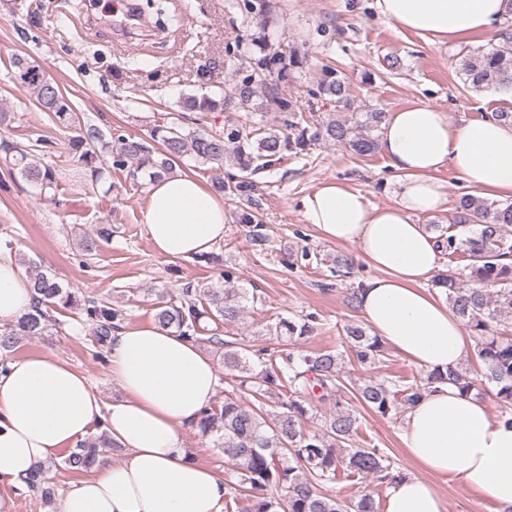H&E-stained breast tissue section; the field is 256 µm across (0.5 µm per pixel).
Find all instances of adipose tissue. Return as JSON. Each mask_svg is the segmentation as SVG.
<instances>
[{"instance_id": "adipose-tissue-1", "label": "adipose tissue", "mask_w": 512, "mask_h": 512, "mask_svg": "<svg viewBox=\"0 0 512 512\" xmlns=\"http://www.w3.org/2000/svg\"><path fill=\"white\" fill-rule=\"evenodd\" d=\"M376 5L387 22L443 42L489 33L507 0ZM379 150L402 176L394 204L370 205L361 192L328 181L303 198V218L323 240L354 246L374 269L357 298L374 334L425 371L445 373L459 366L472 342L426 287L441 251L418 218L444 210L447 192L437 174L446 168L481 196L512 199V123L486 118L458 126L422 103L388 113ZM141 222L157 253L196 258L224 238V201L194 175L176 173L150 186ZM32 302L29 277L0 252V321L20 317ZM109 373L124 393L112 403L54 355L13 360L0 370V484L26 490L37 465L99 426L125 455L75 483L58 512H222L223 476L195 462L183 437L215 398L219 376L211 358L150 323L113 332ZM401 439L422 468L512 512V425L475 396L438 385L408 411ZM384 512H447V505L434 485L408 476L389 484Z\"/></svg>"}]
</instances>
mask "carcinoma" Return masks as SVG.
Segmentation results:
<instances>
[{"mask_svg":"<svg viewBox=\"0 0 512 512\" xmlns=\"http://www.w3.org/2000/svg\"><path fill=\"white\" fill-rule=\"evenodd\" d=\"M261 31L251 35L257 52L249 57L261 74L250 72L234 86L233 103L242 112H256L260 95L278 110L276 127L246 130L237 124H226L216 131H187L180 121L157 125L150 132L153 147L142 139L123 134L105 139L94 125L84 123L59 85L25 58L16 57L13 66L21 83L32 92L41 108L55 124L71 136L66 143L69 153L91 167L96 178L103 170L95 166L100 157L110 158L112 168L128 172L133 181L147 185L173 172L174 166L188 157L214 171L232 167L234 171L214 182L215 190L231 199L243 200L239 223L249 227V236L260 244L266 240L264 224L257 216L259 202L255 197L254 175L277 167L287 156L306 157L321 141H333L348 147L359 156H371L378 150L383 112H361L326 120L303 115L296 102L282 96L280 85L292 73L303 68L306 57L295 46L269 49ZM461 71L469 86L479 91L497 87L512 89V47L492 46L461 60ZM313 96L338 104L348 103L349 87L340 71L330 65L321 68ZM224 107V98L208 93L190 94L182 108L195 112H211ZM35 145H22L0 135V159L40 191L57 188L54 168L35 159ZM452 223L474 225L470 235H444V228L430 225L437 232L438 243L448 247V255H466L462 267H448L437 274L432 286L446 296L448 305L464 322L477 343L483 381L493 388V396L502 417L512 423V332L501 328V321L512 319V202L489 201L465 195L455 209ZM105 227L81 239L82 251L92 254L100 241L110 237ZM224 285L200 288L186 287L177 296H160L154 305V323L163 330H173L194 341L198 340L201 323L230 324L238 321L246 309L248 296L243 288L231 286L229 269L220 274ZM34 292L32 309L0 329V350L11 352L24 336L44 335L56 311H79L92 324L100 345L110 342L112 331L125 318L124 311L92 295L80 294L49 271L30 276ZM319 330L317 317L308 314L299 319L281 317L275 324L276 335L296 345ZM344 343L358 362L374 364L384 351L383 342L358 324L344 328ZM224 370L234 376L236 385L224 396V404L204 410L196 427L204 436L214 439L224 458L239 479V496L243 506L239 512H377L369 494L349 504L325 488L336 482L337 472L346 468L365 477L385 483L397 472L394 461L378 448L343 450L356 431L357 416L345 401L339 361L342 354L332 350L311 355L293 352L276 353L265 347L256 348L219 336H210ZM452 383L465 393L481 394L477 380L461 369L448 373L435 372L424 383L411 384L397 392L383 381L368 380L357 388L358 401L383 417L408 411L425 392L438 383ZM319 390V401L329 402L333 410L324 417L322 428L314 433L304 430V422L312 410L311 391ZM115 444L100 432L69 451L65 463L77 473H87L101 458L109 456ZM46 469L37 467L30 477V488L41 493L45 502L53 501L54 492L45 476Z\"/></svg>","mask_w":512,"mask_h":512,"instance_id":"cac0c4a2","label":"carcinoma"}]
</instances>
